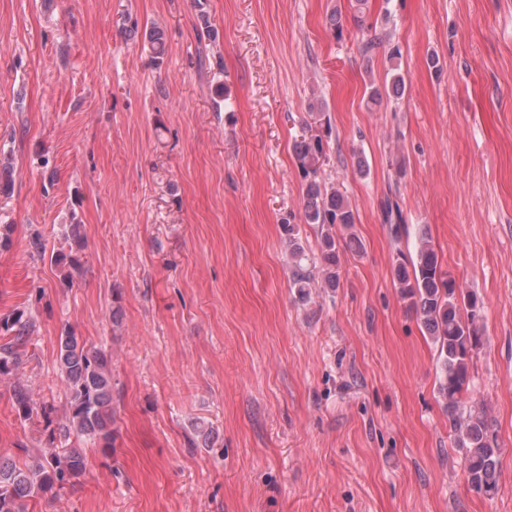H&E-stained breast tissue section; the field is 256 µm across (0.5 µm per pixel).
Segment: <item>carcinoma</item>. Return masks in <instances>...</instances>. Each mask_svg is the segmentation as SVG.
<instances>
[{
	"instance_id": "carcinoma-1",
	"label": "carcinoma",
	"mask_w": 512,
	"mask_h": 512,
	"mask_svg": "<svg viewBox=\"0 0 512 512\" xmlns=\"http://www.w3.org/2000/svg\"><path fill=\"white\" fill-rule=\"evenodd\" d=\"M153 61L163 63L166 45L163 32L152 30L145 35ZM406 91L404 76L395 72L384 87L370 86L368 98L373 103L382 98L402 97ZM328 140L304 135L295 139L293 152L305 179L303 220L317 224L321 230V287L335 288L339 284V244L333 230L346 229L357 223V211L336 188L326 187L316 178L318 163L326 156ZM384 223L392 225L395 240L407 231L403 211L397 199L388 195L381 202ZM288 227L291 256V287L298 297L306 300L316 281L313 270L305 263L304 247L297 238L295 225ZM394 278L403 299L419 315L424 327L438 347L439 377L437 394L448 411L458 446L466 449L465 479L468 485L486 498L494 497L499 488L500 448L488 433L484 414L465 409L470 382L469 365L480 344L481 307L473 292H463L455 280L443 271L438 256L429 241L420 238L415 256L397 258ZM30 321L18 313L0 319V331L12 332L9 342L0 345V375H7L18 364L16 351L26 341ZM59 360L69 387V425L59 429L68 437L89 436L103 442L102 449H112L113 416L111 402L110 360L102 350L88 349L78 343L70 331L60 337ZM13 400L19 412L29 417L33 400L27 388L13 387ZM86 470V456L80 448H66L59 453L51 448L32 468H21L13 462H0V512H24V502L40 491L55 486L64 487Z\"/></svg>"
}]
</instances>
